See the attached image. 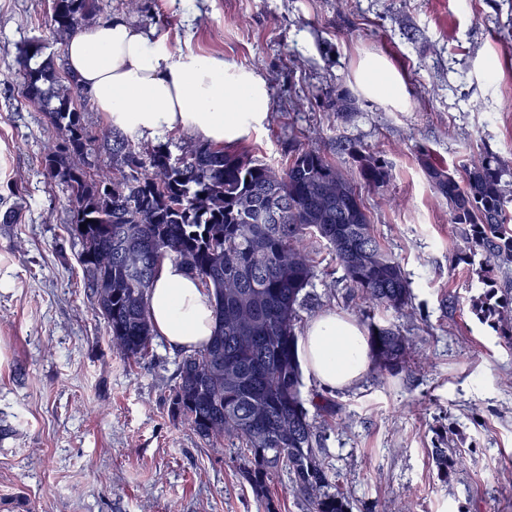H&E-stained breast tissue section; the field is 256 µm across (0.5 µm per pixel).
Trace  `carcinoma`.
Listing matches in <instances>:
<instances>
[{"mask_svg": "<svg viewBox=\"0 0 512 512\" xmlns=\"http://www.w3.org/2000/svg\"><path fill=\"white\" fill-rule=\"evenodd\" d=\"M107 19L103 0H51L49 29L66 42ZM34 41L17 59L24 97L48 118L41 156L45 174L70 202L86 286L114 349L137 363L154 333L149 291L163 259H172L212 290L217 324L209 342L181 355L166 402L172 420L204 444L229 441L257 497L288 473L290 491L308 512H350L340 480L330 475L325 436L309 415L297 355L301 312L312 301L318 266L309 242L325 245L343 270L346 299L359 306L377 374L420 364L404 327L373 311L412 314L414 295L399 261L376 239L357 181L380 188L385 162L353 141L338 150L355 162L343 171L319 150L295 149L276 169L245 152L180 141L140 147L105 126L98 146L112 168L91 173V139L83 125L77 77L42 61ZM448 223L462 243L458 260L475 267L483 292L469 311L512 346V161L486 148L454 174L421 153ZM112 278V295L98 281Z\"/></svg>", "mask_w": 512, "mask_h": 512, "instance_id": "cac0c4a2", "label": "carcinoma"}]
</instances>
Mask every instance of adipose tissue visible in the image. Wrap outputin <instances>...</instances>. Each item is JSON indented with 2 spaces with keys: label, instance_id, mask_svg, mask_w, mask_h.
I'll use <instances>...</instances> for the list:
<instances>
[{
  "label": "adipose tissue",
  "instance_id": "obj_1",
  "mask_svg": "<svg viewBox=\"0 0 512 512\" xmlns=\"http://www.w3.org/2000/svg\"><path fill=\"white\" fill-rule=\"evenodd\" d=\"M66 57L106 122L141 136L181 131L205 144L232 145L262 128L270 112V90L260 72L190 48L173 52L120 17L79 32ZM358 82L376 100L402 94L398 78L377 57L362 63ZM149 314L154 334L185 350L204 346L216 325L211 292L169 259L157 272ZM298 353L304 369L328 390L351 386L369 365L364 331L333 312L307 323Z\"/></svg>",
  "mask_w": 512,
  "mask_h": 512
}]
</instances>
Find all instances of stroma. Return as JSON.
<instances>
[{"mask_svg": "<svg viewBox=\"0 0 512 512\" xmlns=\"http://www.w3.org/2000/svg\"><path fill=\"white\" fill-rule=\"evenodd\" d=\"M51 0H0V512H306L280 472L257 498L231 445L205 446L174 422L166 398L180 351L154 338L135 366L113 350L85 286L72 212L40 163L46 118L23 102L13 74L27 41L64 55L47 19ZM126 18L172 48L224 57L266 78L271 112L239 144L278 167L309 146L351 161L336 144L360 142L389 166L388 183L361 188L374 231L412 283L423 367L365 373L329 394L346 417L330 432L328 461L351 512H512V347L469 312L473 276L454 263L457 240L417 157L454 174L488 148L512 159V0H142ZM384 59L404 93L393 103L364 95L362 61ZM345 92L350 118L325 105ZM319 304L342 269L321 249ZM464 464L443 477L442 442Z\"/></svg>", "mask_w": 512, "mask_h": 512, "instance_id": "35a3bbf8", "label": "stroma"}]
</instances>
